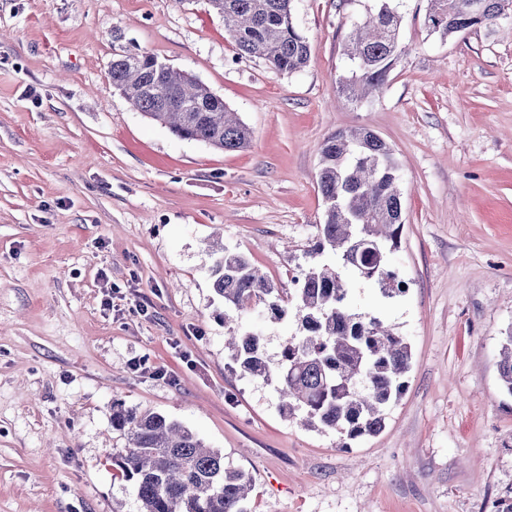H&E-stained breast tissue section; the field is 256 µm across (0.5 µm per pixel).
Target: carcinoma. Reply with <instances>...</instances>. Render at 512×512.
I'll use <instances>...</instances> for the list:
<instances>
[{"mask_svg": "<svg viewBox=\"0 0 512 512\" xmlns=\"http://www.w3.org/2000/svg\"><path fill=\"white\" fill-rule=\"evenodd\" d=\"M224 19L238 56L260 58L279 73L303 69L310 47L293 22L291 0H207ZM512 0H428L429 32L446 39L474 28L495 26ZM401 16L378 0L368 19L350 34L344 54L351 75L338 81L345 100L356 102L385 84L402 54ZM112 85L137 110L182 140L201 141L226 152L243 151L252 140L248 126L201 81L189 78L146 51L115 54ZM318 188L325 218L309 250L337 263L304 271L295 295L284 297L241 252L223 249L211 269L214 291L224 306L240 313L263 303L281 319L294 304L300 334L289 337L280 355H266L264 336L236 330L228 349L244 376L275 380L290 418L304 426L336 432L342 447L385 426L402 394L411 365L407 340L373 315L352 310L343 271L376 281L383 296L406 292L388 265L403 229L401 192L392 149L366 129L338 130L319 147ZM500 379L512 394V330L505 336ZM112 429L127 448L112 457L133 482L141 512H248L251 487L242 470L224 464V454L192 431L158 413H140L117 403Z\"/></svg>", "mask_w": 512, "mask_h": 512, "instance_id": "carcinoma-1", "label": "carcinoma"}]
</instances>
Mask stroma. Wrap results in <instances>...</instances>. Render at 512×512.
<instances>
[{"mask_svg": "<svg viewBox=\"0 0 512 512\" xmlns=\"http://www.w3.org/2000/svg\"><path fill=\"white\" fill-rule=\"evenodd\" d=\"M375 0H293L310 60L238 58L207 0H0V512H140L112 462L116 403L197 432L252 479L250 512H496L512 501V23L440 39L394 0L406 55L349 103L342 47ZM188 72L251 129L224 152L177 138L112 85L113 54ZM366 128L393 150L403 229L383 297L354 311L412 347L381 433L338 445L288 419L276 382L229 366L211 245L282 292L322 223L319 146ZM142 301L144 310L134 308ZM268 356L294 316L249 310ZM499 362L500 379L505 389L512 394V330L505 336Z\"/></svg>", "mask_w": 512, "mask_h": 512, "instance_id": "obj_1", "label": "stroma"}]
</instances>
